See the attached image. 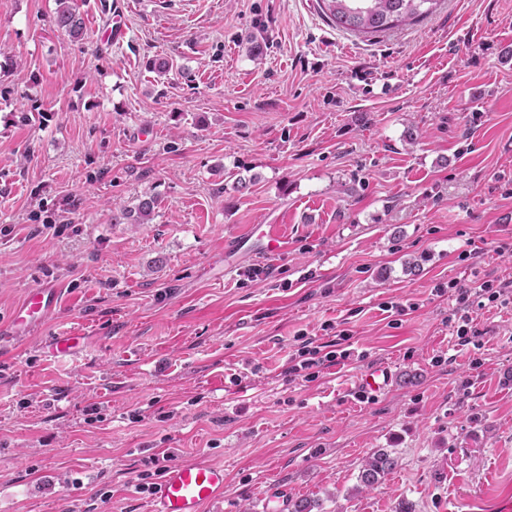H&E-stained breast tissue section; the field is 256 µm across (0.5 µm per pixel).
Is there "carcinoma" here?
I'll return each instance as SVG.
<instances>
[{"mask_svg": "<svg viewBox=\"0 0 512 512\" xmlns=\"http://www.w3.org/2000/svg\"><path fill=\"white\" fill-rule=\"evenodd\" d=\"M55 24L70 38L79 40L85 32L84 20L74 0H56ZM321 10L337 27L362 35L375 36L430 14L437 0H321ZM157 199L148 196L137 205L135 223L150 220ZM397 466L396 458L379 449L371 453L359 471V481L371 487Z\"/></svg>", "mask_w": 512, "mask_h": 512, "instance_id": "carcinoma-1", "label": "carcinoma"}]
</instances>
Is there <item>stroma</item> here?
<instances>
[{
    "label": "stroma",
    "mask_w": 512,
    "mask_h": 512,
    "mask_svg": "<svg viewBox=\"0 0 512 512\" xmlns=\"http://www.w3.org/2000/svg\"><path fill=\"white\" fill-rule=\"evenodd\" d=\"M116 3L77 0L74 40L56 0H0V328L60 287L38 331L0 335V512H150L163 455L223 465L205 512H268L273 487L315 512H503L512 306L471 308L461 347L434 288L512 280V0L373 37L318 0ZM150 195L149 223H113ZM261 224L283 252L233 246ZM61 331L83 345L53 352ZM302 336L351 356L291 377ZM379 448L398 465L362 488ZM55 24L70 38L79 40L85 32L84 20L74 0H56ZM265 229L259 233V238L263 240L264 253L279 252L286 240L281 224H265ZM60 287L56 283H45L27 291L8 322L9 336L19 337L39 329L56 310ZM390 381V372L382 368L367 372L361 379V385L365 393L378 395L384 392Z\"/></svg>",
    "instance_id": "obj_1"
}]
</instances>
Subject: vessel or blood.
I'll use <instances>...</instances> for the list:
<instances>
[{
  "instance_id": "vessel-or-blood-1",
  "label": "vessel or blood",
  "mask_w": 512,
  "mask_h": 512,
  "mask_svg": "<svg viewBox=\"0 0 512 512\" xmlns=\"http://www.w3.org/2000/svg\"><path fill=\"white\" fill-rule=\"evenodd\" d=\"M59 294L58 284L52 282L29 289L8 322L10 335L19 337L39 329L56 310ZM389 381V371L377 368L362 377L361 385L365 393L377 395L387 389ZM223 495V466L173 462L164 467L151 512H202L204 506Z\"/></svg>"
}]
</instances>
